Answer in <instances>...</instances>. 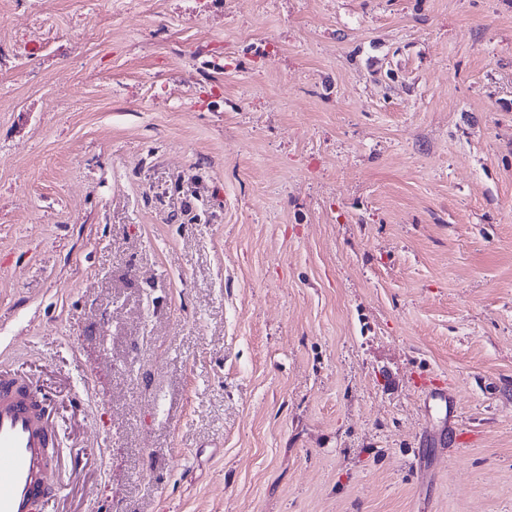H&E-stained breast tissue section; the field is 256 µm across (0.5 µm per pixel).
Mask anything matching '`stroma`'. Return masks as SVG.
<instances>
[{"label":"stroma","mask_w":512,"mask_h":512,"mask_svg":"<svg viewBox=\"0 0 512 512\" xmlns=\"http://www.w3.org/2000/svg\"><path fill=\"white\" fill-rule=\"evenodd\" d=\"M0 360L54 512H512V0H0Z\"/></svg>","instance_id":"35a3bbf8"}]
</instances>
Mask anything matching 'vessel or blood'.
<instances>
[{
	"label": "vessel or blood",
	"instance_id": "vessel-or-blood-1",
	"mask_svg": "<svg viewBox=\"0 0 512 512\" xmlns=\"http://www.w3.org/2000/svg\"><path fill=\"white\" fill-rule=\"evenodd\" d=\"M58 428L41 384L0 369V512H45L58 495L48 455Z\"/></svg>",
	"mask_w": 512,
	"mask_h": 512
}]
</instances>
